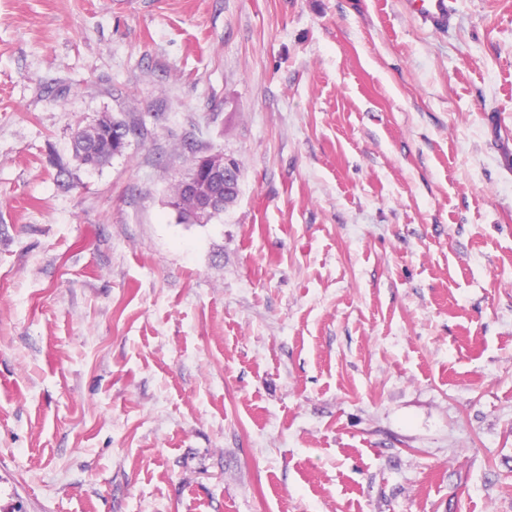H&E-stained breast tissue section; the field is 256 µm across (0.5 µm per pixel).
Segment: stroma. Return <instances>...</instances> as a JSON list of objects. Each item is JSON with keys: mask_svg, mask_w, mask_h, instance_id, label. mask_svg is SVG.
Masks as SVG:
<instances>
[{"mask_svg": "<svg viewBox=\"0 0 512 512\" xmlns=\"http://www.w3.org/2000/svg\"><path fill=\"white\" fill-rule=\"evenodd\" d=\"M0 512H512V0H0ZM411 12L434 28L445 25L451 16L450 0H407ZM130 132L112 134L110 130H103L97 133L96 137H83L78 135L74 138V155L76 159L82 157L84 163L89 167H100L109 162L115 154L112 146L115 145L116 152L125 150L129 144ZM182 188L189 195H192L194 188V193L197 197L195 199L198 218L197 220L201 224L207 223L208 218L215 211V205L217 204L218 196L208 195L205 189L198 188L193 185V178L184 181Z\"/></svg>", "mask_w": 512, "mask_h": 512, "instance_id": "1", "label": "stroma"}]
</instances>
